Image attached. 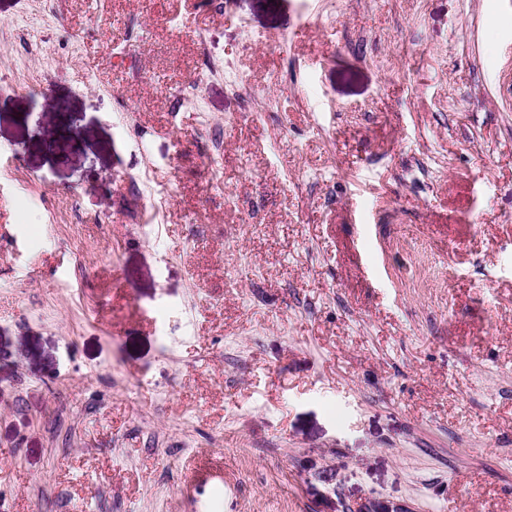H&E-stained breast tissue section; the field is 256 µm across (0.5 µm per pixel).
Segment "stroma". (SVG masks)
<instances>
[{
  "label": "stroma",
  "mask_w": 512,
  "mask_h": 512,
  "mask_svg": "<svg viewBox=\"0 0 512 512\" xmlns=\"http://www.w3.org/2000/svg\"><path fill=\"white\" fill-rule=\"evenodd\" d=\"M218 468L512 512V0H0V512Z\"/></svg>",
  "instance_id": "1"
}]
</instances>
